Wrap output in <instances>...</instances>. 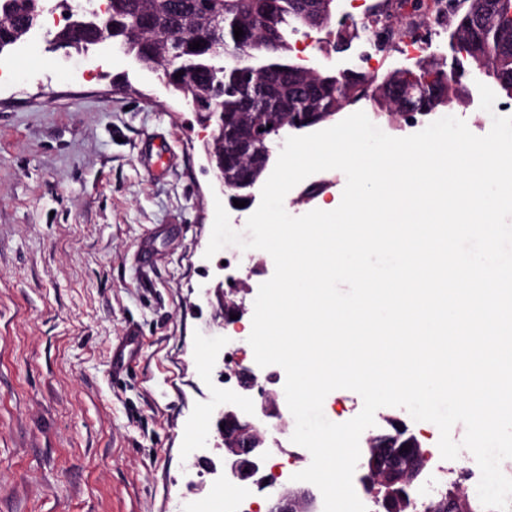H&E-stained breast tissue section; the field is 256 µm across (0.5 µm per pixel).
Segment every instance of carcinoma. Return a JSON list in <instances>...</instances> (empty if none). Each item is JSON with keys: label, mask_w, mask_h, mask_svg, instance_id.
<instances>
[{"label": "carcinoma", "mask_w": 512, "mask_h": 512, "mask_svg": "<svg viewBox=\"0 0 512 512\" xmlns=\"http://www.w3.org/2000/svg\"><path fill=\"white\" fill-rule=\"evenodd\" d=\"M46 0H0V54L29 41L41 29ZM112 37L145 66H156L161 80L195 112L224 113V134L231 139L242 127L256 130L255 150L265 152L288 129L314 112H331L336 97L377 78L352 71L341 78L335 94L305 82L299 70L289 72L286 27L309 30L319 23L309 0H112ZM243 36L235 38L234 28ZM59 44L78 50L95 41L85 33L74 41L58 30ZM200 42L192 50L190 44ZM452 51L471 61L484 58L512 73V0H505L492 23L472 37L449 36ZM271 55L255 72L254 58ZM213 164L224 163V176L242 181L260 171L228 145L204 144Z\"/></svg>", "instance_id": "obj_1"}]
</instances>
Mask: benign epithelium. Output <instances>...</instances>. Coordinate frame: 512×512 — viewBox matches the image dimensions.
<instances>
[{
	"instance_id": "1",
	"label": "benign epithelium",
	"mask_w": 512,
	"mask_h": 512,
	"mask_svg": "<svg viewBox=\"0 0 512 512\" xmlns=\"http://www.w3.org/2000/svg\"><path fill=\"white\" fill-rule=\"evenodd\" d=\"M495 9L496 0H472V5L468 6L459 21L458 28L461 33L468 34L476 23L493 14ZM66 26L79 32L96 30L97 51L124 56L121 48L112 40L110 25L102 23L98 11L76 5L67 15ZM468 73L470 70L454 58L447 82L438 81L432 75L424 77L418 83L413 80L408 82L403 76L392 71L388 73V87L393 90L401 118L414 124L417 117L432 114L431 110L414 103L415 96L428 98L433 105L450 108L454 102L468 94L464 84ZM339 110L341 107L338 106L334 112H322L317 117L310 118L305 125L291 126L289 131H307L327 126L336 120V112ZM261 183L262 180L257 178L253 181L230 184V187L240 190L234 199L246 202L247 209L252 207ZM237 376L238 399H247L255 393L259 401L254 403L247 414L241 412L236 402L225 403L219 412L216 432L224 445V481L239 485L251 482L259 490L268 492L269 497L274 500L269 512H317L315 496L311 491L285 487L269 479H255L268 457L267 435L271 430L281 428L282 414L275 394L265 388L251 369L242 367L237 371ZM387 422L390 429L369 436L366 446L361 450L363 458L359 468L363 473L360 482L363 488L375 493L382 488L390 490L396 484L406 482L409 475L423 471L430 459L429 453L400 420L389 418ZM404 446L407 447L405 451L402 450ZM448 512H471V500L462 490L458 489L448 495Z\"/></svg>"
}]
</instances>
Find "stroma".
Returning a JSON list of instances; mask_svg holds the SVG:
<instances>
[{
    "label": "stroma",
    "mask_w": 512,
    "mask_h": 512,
    "mask_svg": "<svg viewBox=\"0 0 512 512\" xmlns=\"http://www.w3.org/2000/svg\"><path fill=\"white\" fill-rule=\"evenodd\" d=\"M374 0H336L337 21L323 30L289 33V56L310 69L352 68L383 77L394 70L451 64L448 17L431 44L368 63L358 58L360 22ZM472 72L468 99L452 116L478 136L493 115L512 116L504 92L493 112L480 108ZM210 130L191 106L170 94L156 74L107 56L69 60L30 46L0 81V512H214L219 492L205 465L224 405V352L253 367L246 325L260 285L274 272L272 257L235 245L205 251L219 188L203 151ZM171 145L168 168L147 171L148 149ZM319 192L303 185L285 197L300 216L342 197L346 176L315 173ZM235 257L222 270L224 257ZM245 278L240 322L222 323L206 297L226 275ZM143 336L136 363L112 374V348L128 326ZM283 416L270 461L294 474L311 457L291 441L295 420L283 383L272 384ZM399 417L433 455L439 430L400 407L375 414Z\"/></svg>",
    "instance_id": "35a3bbf8"
}]
</instances>
